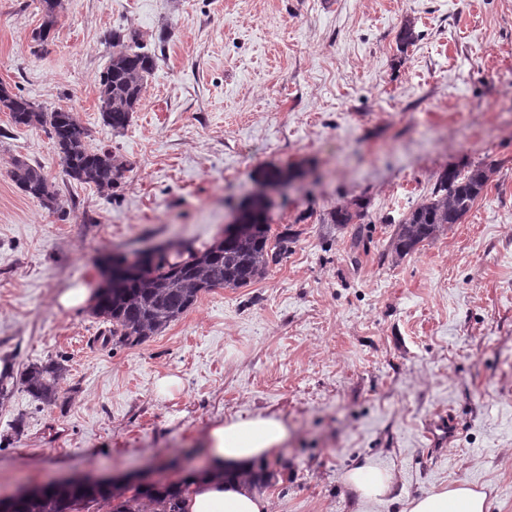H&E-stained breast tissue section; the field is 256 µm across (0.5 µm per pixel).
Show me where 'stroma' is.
<instances>
[{
	"label": "stroma",
	"instance_id": "1",
	"mask_svg": "<svg viewBox=\"0 0 512 512\" xmlns=\"http://www.w3.org/2000/svg\"><path fill=\"white\" fill-rule=\"evenodd\" d=\"M42 22L43 0H0V85L74 112L130 169L109 193L66 179L46 130L0 111V364L66 368L57 405L19 386L0 402V495L149 465L158 479L214 424L272 415L289 436L271 512H403L458 481L512 512V0H61L39 42ZM119 28L157 69L115 133L99 81ZM17 157L59 207L12 182ZM481 162L494 170L461 223L390 256L440 171ZM297 164L269 196L291 243L264 279L202 294L134 347L59 305L99 288L113 254L212 242L261 170ZM355 201L361 225L330 222ZM168 376L180 385L160 392ZM359 465L391 471L390 494L362 502L344 480Z\"/></svg>",
	"mask_w": 512,
	"mask_h": 512
}]
</instances>
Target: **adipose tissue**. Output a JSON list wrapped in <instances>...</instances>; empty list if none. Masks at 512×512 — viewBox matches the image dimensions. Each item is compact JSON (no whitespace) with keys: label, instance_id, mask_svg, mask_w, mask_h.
<instances>
[{"label":"adipose tissue","instance_id":"1","mask_svg":"<svg viewBox=\"0 0 512 512\" xmlns=\"http://www.w3.org/2000/svg\"><path fill=\"white\" fill-rule=\"evenodd\" d=\"M288 439L286 424L273 416L232 419L212 426L204 437L209 475L193 479L187 500L188 512H271L264 495L244 489L237 471L272 457ZM231 478H224V471ZM485 492L460 482L437 492L407 501L404 512H489Z\"/></svg>","mask_w":512,"mask_h":512}]
</instances>
